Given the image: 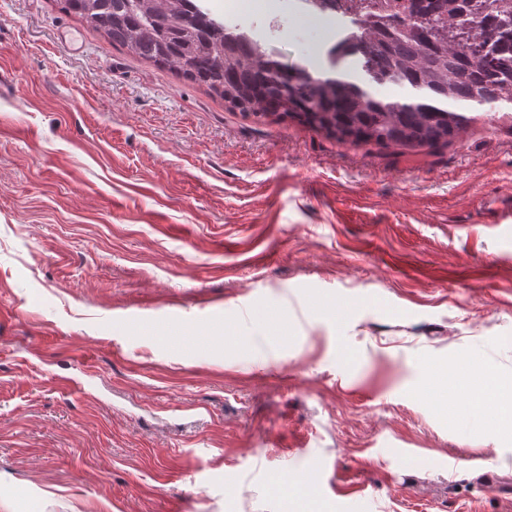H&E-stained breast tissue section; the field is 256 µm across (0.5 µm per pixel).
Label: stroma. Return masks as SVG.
Masks as SVG:
<instances>
[{
  "label": "stroma",
  "mask_w": 512,
  "mask_h": 512,
  "mask_svg": "<svg viewBox=\"0 0 512 512\" xmlns=\"http://www.w3.org/2000/svg\"><path fill=\"white\" fill-rule=\"evenodd\" d=\"M0 71L10 512H281L285 471L320 512H512V438L439 404L463 365L512 388V113L342 143L60 0H0Z\"/></svg>",
  "instance_id": "obj_1"
}]
</instances>
